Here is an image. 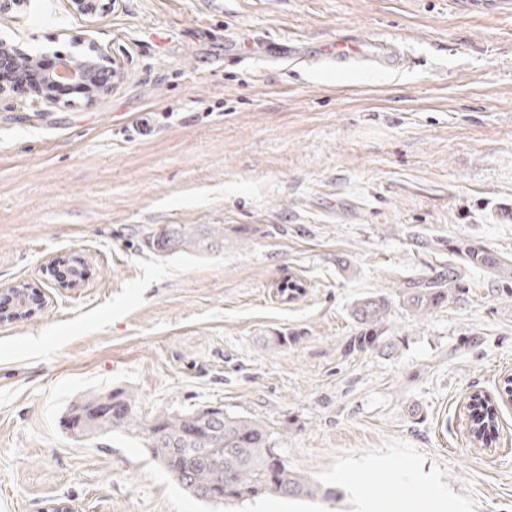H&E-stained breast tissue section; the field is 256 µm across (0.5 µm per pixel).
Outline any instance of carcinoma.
Returning a JSON list of instances; mask_svg holds the SVG:
<instances>
[{
  "label": "carcinoma",
  "mask_w": 512,
  "mask_h": 512,
  "mask_svg": "<svg viewBox=\"0 0 512 512\" xmlns=\"http://www.w3.org/2000/svg\"><path fill=\"white\" fill-rule=\"evenodd\" d=\"M148 243L163 254L215 253L224 249V225L164 224L148 236ZM488 249L478 242L459 238L448 242V267L434 278L410 280L403 285L402 303L413 316H422L465 288L467 276L480 269L494 280L512 283V260L494 255L480 261ZM392 311L383 294L357 300L352 316L359 325L353 346L359 349L388 348L380 328ZM108 409L106 418L91 429L69 425L80 414ZM490 404L467 406L472 438L491 445L497 439L498 415ZM63 426L72 435L112 436L121 434L140 441L150 456L180 487L196 499L217 504L213 493L222 488L223 503L243 502L264 496L334 500L336 489L324 487L293 470L277 448L272 433L262 424L222 407L188 412H162L151 419L139 415L134 394L117 389L91 393L72 403Z\"/></svg>",
  "instance_id": "carcinoma-1"
}]
</instances>
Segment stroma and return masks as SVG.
I'll use <instances>...</instances> for the list:
<instances>
[{
  "mask_svg": "<svg viewBox=\"0 0 512 512\" xmlns=\"http://www.w3.org/2000/svg\"><path fill=\"white\" fill-rule=\"evenodd\" d=\"M33 54L109 50V93L0 100V292L44 307L0 323V512H211L129 438L62 427L90 391L134 392L141 416L221 406L265 425L336 501L267 496L224 512H356L388 491L377 464L423 463L463 512H512V405L475 444L465 409L512 375V288L481 273L414 317L404 282L449 238L512 257V4L504 0H71L0 14ZM393 39L389 74L325 48ZM303 60L288 56L289 41ZM150 118L142 134L137 122ZM163 224H220L222 252L158 255ZM90 267L70 284L58 254ZM305 285L278 297L284 276ZM382 293L393 352L355 350L351 308ZM293 333L301 341L281 346ZM353 470L355 485L336 473Z\"/></svg>",
  "mask_w": 512,
  "mask_h": 512,
  "instance_id": "obj_1",
  "label": "stroma"
}]
</instances>
